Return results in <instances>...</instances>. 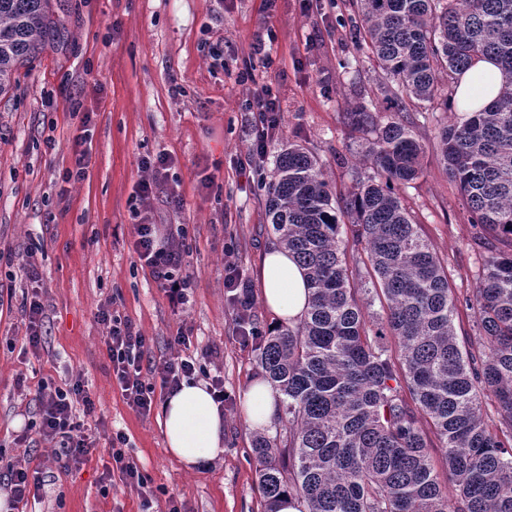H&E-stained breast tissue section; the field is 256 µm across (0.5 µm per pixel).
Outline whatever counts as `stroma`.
I'll use <instances>...</instances> for the list:
<instances>
[{"label": "stroma", "mask_w": 512, "mask_h": 512, "mask_svg": "<svg viewBox=\"0 0 512 512\" xmlns=\"http://www.w3.org/2000/svg\"><path fill=\"white\" fill-rule=\"evenodd\" d=\"M59 39L21 66L0 95V472L22 460L46 476L26 512H263L255 433L239 404L258 375L259 342L241 336L224 287L234 263L249 286L250 323L273 324L259 299L256 271L276 239L269 230L261 180L282 143L303 144L326 166L337 194L368 175L366 138L348 123L360 105L383 104L386 81L363 39L353 0H50ZM224 51L215 66L213 47ZM270 87L280 121L264 155L253 150L247 107ZM92 117L84 179L65 180L83 114ZM452 113L410 111L427 145L424 173L402 187L401 201L420 234L448 267L457 299L482 269L479 227L433 147ZM164 155L169 171L148 218L162 234L183 235L193 299L171 308L135 251L131 204L143 177L139 161ZM35 263L38 280L26 274ZM44 306L43 342L25 349L24 294ZM151 340L152 358L170 356L180 327L192 350L213 348L224 376V454L186 471L165 449L155 415L126 403L112 377L95 314L102 305ZM82 381L95 404L73 410L99 448L60 471L56 449L24 441L38 421L42 384ZM151 478L149 495L102 478L112 436Z\"/></svg>", "instance_id": "obj_1"}]
</instances>
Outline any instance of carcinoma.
I'll return each mask as SVG.
<instances>
[{"mask_svg": "<svg viewBox=\"0 0 512 512\" xmlns=\"http://www.w3.org/2000/svg\"><path fill=\"white\" fill-rule=\"evenodd\" d=\"M363 38L390 83L383 109L360 106L373 174L337 197L304 145L275 156L266 215L312 288L293 326L262 337L257 366L283 396L282 435L253 440L264 512L286 495L304 512H512V0H356ZM60 36L49 0H0V93L18 65ZM500 68L498 97L438 132L435 150L483 231V273L464 299L477 336L459 343L448 270L403 206L425 145L403 112L451 108L452 84L476 61ZM387 112L381 118L380 111ZM365 245L387 304L371 332L343 238ZM398 355L388 354L386 336ZM490 392L497 423L486 424ZM430 419L448 487L432 464Z\"/></svg>", "mask_w": 512, "mask_h": 512, "instance_id": "1", "label": "carcinoma"}]
</instances>
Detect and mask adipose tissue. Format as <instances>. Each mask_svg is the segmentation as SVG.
Here are the masks:
<instances>
[{"label": "adipose tissue", "instance_id": "ef3b65f1", "mask_svg": "<svg viewBox=\"0 0 512 512\" xmlns=\"http://www.w3.org/2000/svg\"><path fill=\"white\" fill-rule=\"evenodd\" d=\"M501 73L481 59L462 74L454 92L456 110L476 112L499 93ZM261 299L280 325L299 321L309 306L312 290L303 269L288 250L269 248L258 267ZM242 413L251 429H269L281 407L282 396L263 377H255L240 395ZM158 423L165 446L185 470H193L224 454V415L214 402L207 382L182 381L159 405Z\"/></svg>", "mask_w": 512, "mask_h": 512}]
</instances>
